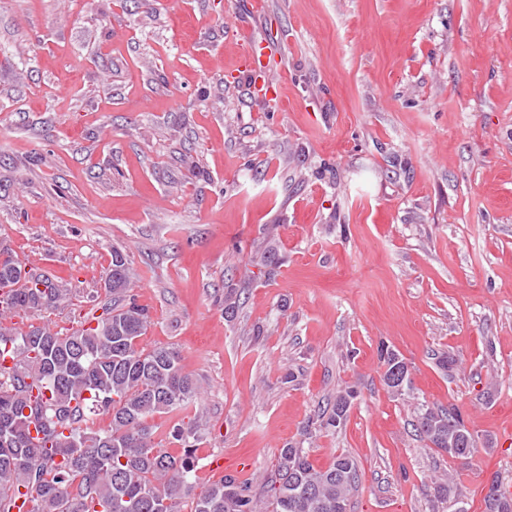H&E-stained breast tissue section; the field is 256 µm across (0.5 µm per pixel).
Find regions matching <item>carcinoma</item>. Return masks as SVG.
Instances as JSON below:
<instances>
[{
	"instance_id": "cac0c4a2",
	"label": "carcinoma",
	"mask_w": 512,
	"mask_h": 512,
	"mask_svg": "<svg viewBox=\"0 0 512 512\" xmlns=\"http://www.w3.org/2000/svg\"><path fill=\"white\" fill-rule=\"evenodd\" d=\"M23 263L0 251V353L16 358L0 371V512H13L24 497L29 512H180L193 496L192 512H262L251 486L226 476L193 494L194 450L202 439L199 418L170 431L173 451L154 442L148 418L185 410L200 386L186 373L173 347L142 346L149 310L130 289L127 256L112 252L104 283L109 296L98 316L87 315L67 332L32 326L18 332L3 325L5 313L49 312L77 289L36 269L29 284L16 279ZM383 382L394 395L410 387L396 372L407 362L382 344ZM357 391L347 388L323 411L320 428L330 432L347 419ZM109 416L104 428L89 421ZM420 438L469 462L477 451L473 434L454 407L423 406L415 414ZM36 436H31V431ZM359 485L355 460L340 454L316 468L303 448L280 449L271 484V512H348ZM484 497L485 512H512V496Z\"/></svg>"
}]
</instances>
